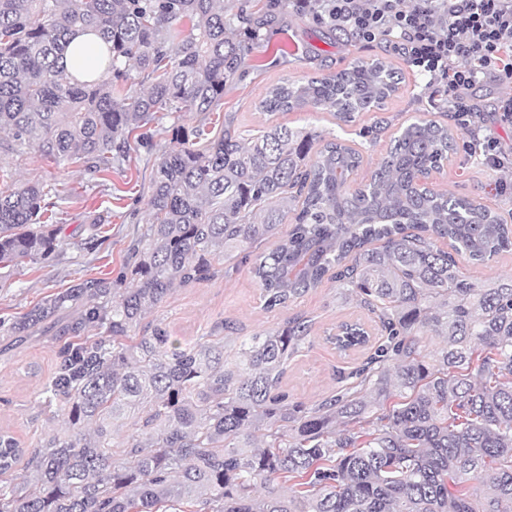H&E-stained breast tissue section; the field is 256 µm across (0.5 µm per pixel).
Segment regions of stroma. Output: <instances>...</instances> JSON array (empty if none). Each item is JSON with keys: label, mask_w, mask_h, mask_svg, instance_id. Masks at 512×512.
<instances>
[{"label": "stroma", "mask_w": 512, "mask_h": 512, "mask_svg": "<svg viewBox=\"0 0 512 512\" xmlns=\"http://www.w3.org/2000/svg\"><path fill=\"white\" fill-rule=\"evenodd\" d=\"M267 0H224L228 12L247 8L261 21V36L248 55L244 76L224 90V103L208 117L196 112H167L152 124L151 148L133 146L127 157L95 178L76 164H60L34 147L19 152L0 149V170L5 184L39 182L65 200L63 231L67 243L43 263L27 264L0 278V320L12 322L48 295L86 278H112L122 267L130 246L146 227L153 170L169 149L172 129L205 123L219 132L225 117H233L240 130L257 131L277 124L306 127L337 138L363 157L355 184L364 183L389 151L397 130L417 115L450 127L456 139L452 162L433 175L435 189L480 200L512 224V167L493 169L470 155L469 142L483 130H491L501 145L512 150V124L499 121L496 107L512 96V82L487 80L471 91L480 107L478 118L461 124L448 115V106L436 87L427 85L387 41L367 44L347 29H336L312 17L282 9L267 11ZM382 59L398 69L404 80L398 91L380 107L357 114L344 124L328 112H261L259 100L267 89L285 80L333 75L357 59ZM103 217L92 250H77L76 241L89 234L93 217ZM312 322L310 335L288 361L279 390L289 403L313 407L337 394L350 383L382 340L379 321L369 308L345 301L332 281L296 299L285 308L264 306L261 290L248 267L230 275H217L195 285L175 287L167 300L151 308L135 328V335L165 329L174 344L185 347L202 336L223 337L233 344L258 332L272 331L295 315ZM357 322L370 336L368 345L341 351L328 339L339 324ZM60 337L37 332L16 338L0 332V432L14 434L33 448L64 425L45 410L41 392L55 368Z\"/></svg>", "instance_id": "1"}]
</instances>
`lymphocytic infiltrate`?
<instances>
[{
	"instance_id": "1",
	"label": "lymphocytic infiltrate",
	"mask_w": 512,
	"mask_h": 512,
	"mask_svg": "<svg viewBox=\"0 0 512 512\" xmlns=\"http://www.w3.org/2000/svg\"><path fill=\"white\" fill-rule=\"evenodd\" d=\"M299 14L391 40L410 67L437 85L449 111L479 113L468 92L480 79L512 80V0H286Z\"/></svg>"
}]
</instances>
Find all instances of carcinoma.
Here are the masks:
<instances>
[{
	"mask_svg": "<svg viewBox=\"0 0 512 512\" xmlns=\"http://www.w3.org/2000/svg\"><path fill=\"white\" fill-rule=\"evenodd\" d=\"M237 22L248 19L224 0H0V136L102 176L157 113L224 103L246 65L248 46L230 36ZM85 32L109 61L80 80L64 60ZM396 75L360 60L276 84L260 108L348 123L394 95ZM172 140L150 222L117 276L55 292L6 329L66 338L43 388L66 430L32 449L0 433V512H512V277L479 285L457 261L511 250L512 225L429 186L453 131L406 124L355 189L347 173L359 152L305 127L243 134L227 118L211 137L179 126ZM56 208L41 184L0 188V270L63 245ZM220 260L249 266L268 308L334 269L336 291L377 312L385 340L352 386L308 409L278 392L310 333L301 316L240 341L231 362L222 336L182 349L161 328L132 335L173 286L210 280ZM426 331L442 337L431 354ZM364 334L343 323L336 348ZM134 412L135 431L114 443ZM21 461L31 491L9 481ZM473 480L486 494L470 493ZM275 481L288 493L255 494Z\"/></svg>",
	"mask_w": 512,
	"mask_h": 512,
	"instance_id": "obj_1",
	"label": "carcinoma"
}]
</instances>
